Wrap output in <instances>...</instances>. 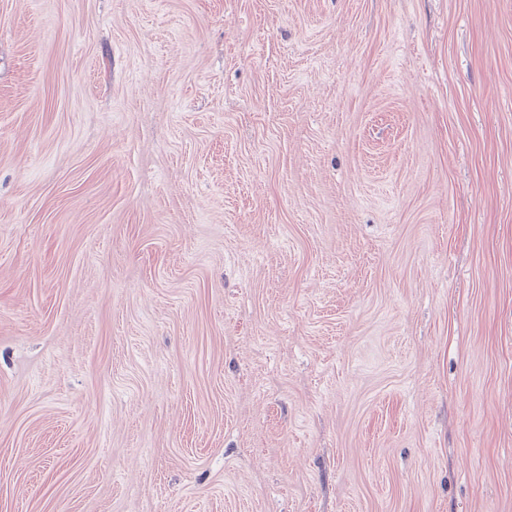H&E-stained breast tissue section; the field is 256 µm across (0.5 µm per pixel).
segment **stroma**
Masks as SVG:
<instances>
[{
    "label": "stroma",
    "instance_id": "35a3bbf8",
    "mask_svg": "<svg viewBox=\"0 0 512 512\" xmlns=\"http://www.w3.org/2000/svg\"><path fill=\"white\" fill-rule=\"evenodd\" d=\"M0 512H512V0H0Z\"/></svg>",
    "mask_w": 512,
    "mask_h": 512
}]
</instances>
